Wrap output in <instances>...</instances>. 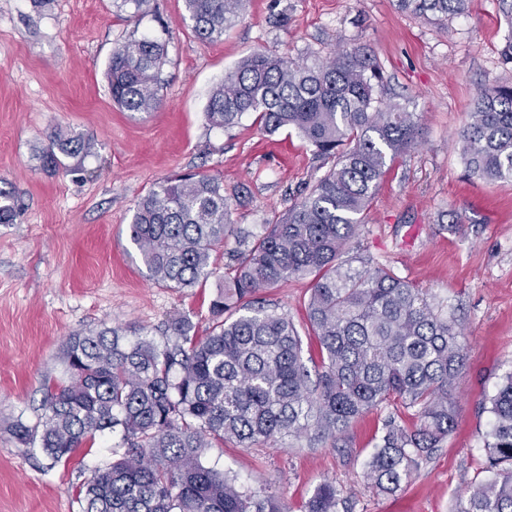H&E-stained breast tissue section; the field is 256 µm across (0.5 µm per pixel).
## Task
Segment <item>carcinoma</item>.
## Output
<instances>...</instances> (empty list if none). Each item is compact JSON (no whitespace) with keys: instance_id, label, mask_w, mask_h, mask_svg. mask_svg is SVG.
<instances>
[{"instance_id":"carcinoma-1","label":"carcinoma","mask_w":512,"mask_h":512,"mask_svg":"<svg viewBox=\"0 0 512 512\" xmlns=\"http://www.w3.org/2000/svg\"><path fill=\"white\" fill-rule=\"evenodd\" d=\"M247 0H184V20L201 40L224 35ZM400 9L442 22L469 0H398ZM165 43L143 37L113 48L107 67L112 101L148 115L161 104ZM374 58L340 45L326 59L257 50L224 74L205 107L212 128L257 114L274 134L291 128L333 160L310 192L274 216L264 235L241 236L235 274L211 299L205 336L185 314L171 316L162 344L119 328L77 333L63 354L65 378L44 388L39 426H14L26 448L55 462L96 435L120 434L112 462L77 489L82 512H288L268 491L238 488L209 465L214 442L333 439L352 420L395 399L412 409L411 429L388 422L367 478L393 492L430 459L452 430L453 382L463 366L462 329L421 288L381 267L341 261L385 173L387 158L416 147L413 113L376 97ZM460 133L471 175L512 181V81L477 92ZM94 141L55 130L41 149L42 168L86 155ZM230 201L220 178L186 174L166 180L135 205L130 244L146 276L168 288L201 286L214 274L211 255L229 229ZM16 214L0 188V224ZM311 278L309 334L320 366L310 373L304 343L284 313L257 293L292 278ZM490 476L470 490L459 512H512V373L488 399ZM336 487L320 484L306 512H338Z\"/></svg>"}]
</instances>
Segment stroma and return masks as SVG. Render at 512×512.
Instances as JSON below:
<instances>
[{"label": "stroma", "mask_w": 512, "mask_h": 512, "mask_svg": "<svg viewBox=\"0 0 512 512\" xmlns=\"http://www.w3.org/2000/svg\"><path fill=\"white\" fill-rule=\"evenodd\" d=\"M183 15V0H150L136 20L114 0H0V188L17 196L14 222L0 224V512H82L77 487L112 459L118 439L108 432L55 464L13 434L16 423L38 424L42 388L61 377L69 338L134 327L161 343L177 312L205 334L238 229L263 234L330 168L294 132L265 134L250 114L209 128L213 88L254 50L323 56L340 40L374 55L378 96L421 124L419 145L389 162L350 253L428 290L463 329L456 424L392 493L366 473L385 421L411 422L394 400L333 442L216 443L207 458L249 490L273 488L290 512H303L324 482L347 512H454L487 476L486 404L512 373V181L471 176L459 145L478 90L512 80L501 60L512 27L499 0H472L443 26L396 0H250L215 41L198 39ZM145 36L166 41L167 57L162 104L140 116L113 104L105 73L116 44ZM58 127L95 147L49 173L39 151ZM184 172L223 180L234 231L212 254L216 275L179 292L147 278L127 230L140 197ZM310 293L300 277L263 297L304 335Z\"/></svg>", "instance_id": "obj_1"}]
</instances>
